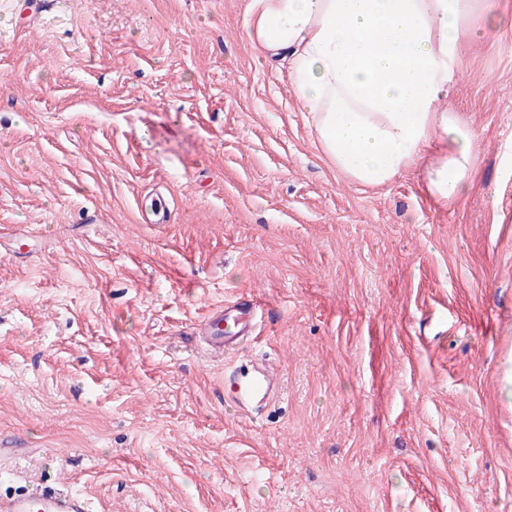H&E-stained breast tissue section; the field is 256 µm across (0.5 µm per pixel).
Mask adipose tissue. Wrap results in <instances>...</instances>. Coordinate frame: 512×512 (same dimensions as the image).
<instances>
[{
  "label": "adipose tissue",
  "instance_id": "adipose-tissue-1",
  "mask_svg": "<svg viewBox=\"0 0 512 512\" xmlns=\"http://www.w3.org/2000/svg\"><path fill=\"white\" fill-rule=\"evenodd\" d=\"M248 40L284 66L321 151L348 179L424 169L441 206L469 186L477 137L448 107L464 42L512 32L495 0H251Z\"/></svg>",
  "mask_w": 512,
  "mask_h": 512
}]
</instances>
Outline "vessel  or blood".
Returning a JSON list of instances; mask_svg holds the SVG:
<instances>
[{
  "instance_id": "vessel-or-blood-1",
  "label": "vessel or blood",
  "mask_w": 512,
  "mask_h": 512,
  "mask_svg": "<svg viewBox=\"0 0 512 512\" xmlns=\"http://www.w3.org/2000/svg\"><path fill=\"white\" fill-rule=\"evenodd\" d=\"M253 331L251 307L235 302L212 312L198 333L208 346L230 352L250 341ZM276 384L275 373L267 365H260L247 379H230V401L235 408L248 410L253 404L269 400ZM0 512H91V503L79 492L44 486L33 493L1 498Z\"/></svg>"
}]
</instances>
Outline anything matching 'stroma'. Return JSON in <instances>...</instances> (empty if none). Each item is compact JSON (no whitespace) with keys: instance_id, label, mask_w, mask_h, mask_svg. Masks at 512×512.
Listing matches in <instances>:
<instances>
[{"instance_id":"stroma-1","label":"stroma","mask_w":512,"mask_h":512,"mask_svg":"<svg viewBox=\"0 0 512 512\" xmlns=\"http://www.w3.org/2000/svg\"><path fill=\"white\" fill-rule=\"evenodd\" d=\"M0 0L7 497L93 512H512V40L462 44L448 207L323 156L249 0ZM164 196L166 224L144 208ZM254 301L220 355L197 328ZM273 366L241 412L224 379ZM89 499L76 491H61L50 486L35 493H21L0 499L1 512H90Z\"/></svg>"}]
</instances>
